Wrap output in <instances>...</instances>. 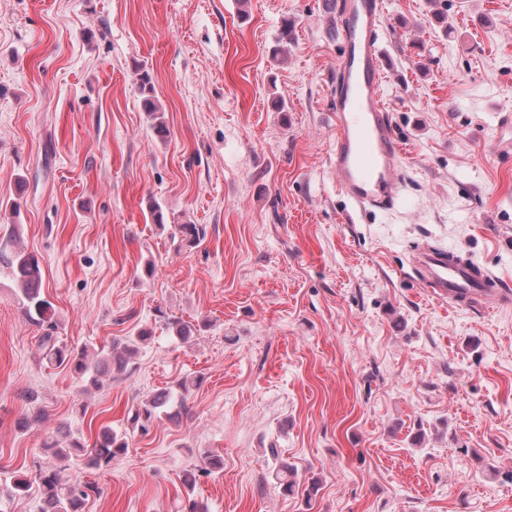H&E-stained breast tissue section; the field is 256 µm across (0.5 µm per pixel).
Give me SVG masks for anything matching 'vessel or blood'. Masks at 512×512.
<instances>
[{
    "label": "vessel or blood",
    "instance_id": "b4317fda",
    "mask_svg": "<svg viewBox=\"0 0 512 512\" xmlns=\"http://www.w3.org/2000/svg\"><path fill=\"white\" fill-rule=\"evenodd\" d=\"M383 0H336L343 53L332 88L336 138L330 154L338 193L358 210L386 208L398 196L400 148L381 98ZM416 266L438 299L494 311L512 306V292L473 262L449 260L446 250L421 248Z\"/></svg>",
    "mask_w": 512,
    "mask_h": 512
}]
</instances>
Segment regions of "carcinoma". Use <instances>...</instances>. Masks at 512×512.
<instances>
[{"instance_id": "obj_1", "label": "carcinoma", "mask_w": 512, "mask_h": 512, "mask_svg": "<svg viewBox=\"0 0 512 512\" xmlns=\"http://www.w3.org/2000/svg\"><path fill=\"white\" fill-rule=\"evenodd\" d=\"M137 92L144 110L152 117L155 137L166 138L169 129L163 117L157 115L155 85L149 70L143 64L138 67ZM178 232L180 241L188 247L197 246L206 237L205 227L200 224H180ZM0 265L11 269L14 280L21 290V304L26 320L35 326H45L48 329V332L39 337V346L45 358L51 363L69 364L76 374L90 377L95 385L99 383V377L114 371H123L128 358L137 352L138 343L149 337L146 331H141L134 337L128 336L116 343V352L110 357L93 361L88 358L87 350L76 352L60 343L58 337L50 333V329L55 326V311L51 302L41 292L42 272L38 258L14 248L13 238L9 235L0 239ZM162 318L167 328L181 340L185 341L192 336L193 326L181 318L165 314ZM171 400L172 393L166 390L155 392L135 409L129 420L135 425L147 422ZM127 448L128 443L124 438L105 427L90 448L88 466L93 469L106 467L112 460L124 455ZM276 479L283 494L294 493L296 481L293 468L283 467L280 473L276 474ZM34 484L41 495V512H83L86 501L98 492V487L93 483L71 481L63 468L39 471L32 478L25 474L17 475L13 478L12 489L16 493H23Z\"/></svg>"}]
</instances>
